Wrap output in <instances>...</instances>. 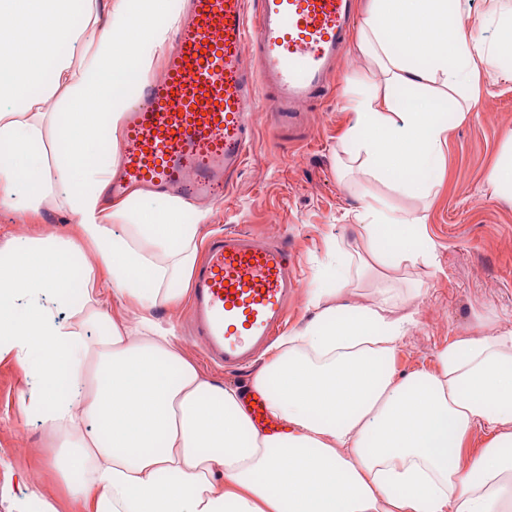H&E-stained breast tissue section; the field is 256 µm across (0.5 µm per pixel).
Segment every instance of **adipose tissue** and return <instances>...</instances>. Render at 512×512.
<instances>
[{"instance_id": "obj_1", "label": "adipose tissue", "mask_w": 512, "mask_h": 512, "mask_svg": "<svg viewBox=\"0 0 512 512\" xmlns=\"http://www.w3.org/2000/svg\"><path fill=\"white\" fill-rule=\"evenodd\" d=\"M470 17V0H370L357 49L380 79L346 92L341 169L431 196L424 169L448 141L449 99L512 51L511 5L491 0L479 20L495 41ZM175 22L169 0H0V209L22 200L39 217L47 117L75 174L66 235L0 242V354L37 382L23 409L74 449L62 470L73 501L86 512H512V328L453 340L436 372L399 378L386 363L413 312L384 286L371 303L352 299L361 279L433 260L425 211L366 196L352 213L359 249L328 250L333 287L310 290L313 320L251 378L283 434L257 427L243 390L207 375L156 320L179 303L208 214L189 224L173 199L148 213L107 202L103 141ZM47 81L63 92L53 116ZM478 427L488 440L462 469Z\"/></svg>"}]
</instances>
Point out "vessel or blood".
Here are the masks:
<instances>
[{
    "instance_id": "vessel-or-blood-1",
    "label": "vessel or blood",
    "mask_w": 512,
    "mask_h": 512,
    "mask_svg": "<svg viewBox=\"0 0 512 512\" xmlns=\"http://www.w3.org/2000/svg\"><path fill=\"white\" fill-rule=\"evenodd\" d=\"M357 20L356 0H186L161 79L145 80L125 116L106 191L186 200L230 190L252 139L259 93L275 118L331 86ZM300 272L287 238L233 229L210 237L192 272L193 328L207 357L246 366L288 327Z\"/></svg>"
}]
</instances>
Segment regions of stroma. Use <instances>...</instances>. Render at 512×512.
Wrapping results in <instances>:
<instances>
[{
  "instance_id": "1",
  "label": "stroma",
  "mask_w": 512,
  "mask_h": 512,
  "mask_svg": "<svg viewBox=\"0 0 512 512\" xmlns=\"http://www.w3.org/2000/svg\"><path fill=\"white\" fill-rule=\"evenodd\" d=\"M367 63L348 49L336 69L331 91L302 107L296 125H280L271 96H261L252 120L254 138L242 172L220 202L196 201L184 212L193 222L198 209L211 215L204 235L246 227L288 237L300 262L302 286L289 312V328L309 323L310 289L328 287L320 276L331 245L350 249L356 228L348 213L360 203L348 191L336 163L339 140L350 115L343 109L351 80ZM443 153L430 162L426 178L437 193L427 211L434 261L402 270L399 290L418 289L412 304L417 325L404 336L389 366L397 376L438 368L437 353L454 339L483 336L512 327V200L490 194L486 175L512 137V80L483 75L466 117L452 116ZM176 318L181 346L213 378L247 387L252 373L230 375L210 364L190 333L189 306L158 309ZM31 386L14 355L0 356V512H18L32 486H39L57 512H78L60 477L71 450L47 434L38 416L24 412L22 392Z\"/></svg>"
}]
</instances>
